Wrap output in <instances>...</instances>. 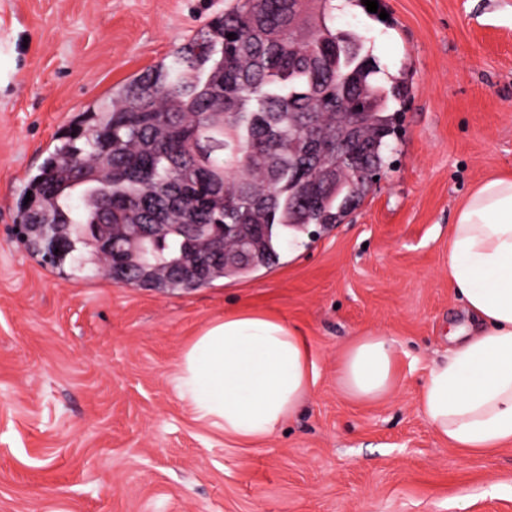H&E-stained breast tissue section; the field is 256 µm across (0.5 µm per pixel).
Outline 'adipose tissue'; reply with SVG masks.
I'll return each mask as SVG.
<instances>
[{"label": "adipose tissue", "mask_w": 512, "mask_h": 512, "mask_svg": "<svg viewBox=\"0 0 512 512\" xmlns=\"http://www.w3.org/2000/svg\"><path fill=\"white\" fill-rule=\"evenodd\" d=\"M448 279L469 317L456 348L433 362L420 408L440 439L484 453L512 444V175L485 179L456 212ZM397 346L380 331L343 352L340 385L357 401L395 387ZM315 380L306 337L249 310L205 325L182 354L175 387L196 420L247 445L267 440L304 403Z\"/></svg>", "instance_id": "obj_1"}]
</instances>
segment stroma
Segmentation results:
<instances>
[{
    "instance_id": "1",
    "label": "stroma",
    "mask_w": 512,
    "mask_h": 512,
    "mask_svg": "<svg viewBox=\"0 0 512 512\" xmlns=\"http://www.w3.org/2000/svg\"><path fill=\"white\" fill-rule=\"evenodd\" d=\"M341 17L410 95L387 165L344 223L300 235L237 281L162 294L42 264L18 202L49 151L112 87L187 44L224 0H0V512H512V445L441 440L419 396L448 331L455 214L512 174V0H381ZM306 336L316 382L269 439L197 422L173 390L187 344L240 310ZM399 345L396 387L342 391L346 345Z\"/></svg>"
}]
</instances>
